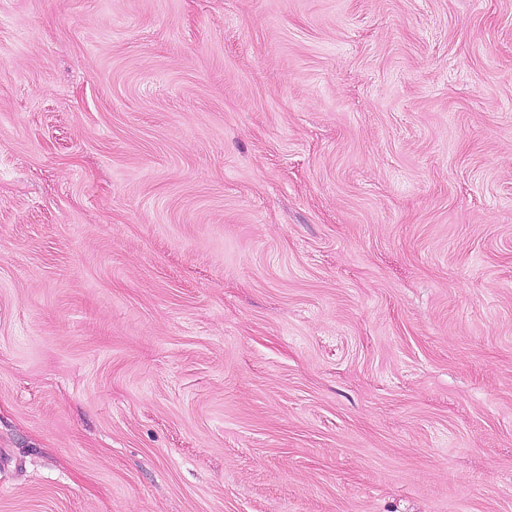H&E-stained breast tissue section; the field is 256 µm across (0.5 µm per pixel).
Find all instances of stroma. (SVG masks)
<instances>
[{
	"instance_id": "stroma-1",
	"label": "stroma",
	"mask_w": 512,
	"mask_h": 512,
	"mask_svg": "<svg viewBox=\"0 0 512 512\" xmlns=\"http://www.w3.org/2000/svg\"><path fill=\"white\" fill-rule=\"evenodd\" d=\"M0 512H512V0H0Z\"/></svg>"
}]
</instances>
